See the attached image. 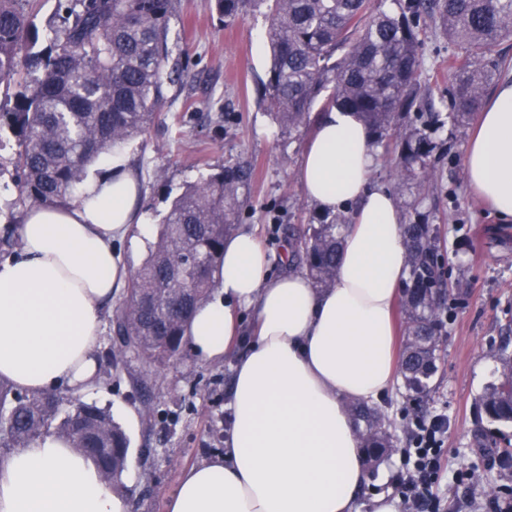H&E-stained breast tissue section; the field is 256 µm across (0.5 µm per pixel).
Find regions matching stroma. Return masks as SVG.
<instances>
[{
  "label": "stroma",
  "mask_w": 512,
  "mask_h": 512,
  "mask_svg": "<svg viewBox=\"0 0 512 512\" xmlns=\"http://www.w3.org/2000/svg\"><path fill=\"white\" fill-rule=\"evenodd\" d=\"M178 3L165 63L178 77L166 85L164 107L149 133L123 150L142 185L139 206L151 235L125 242L121 249L131 268H139L184 187L241 159L253 166L254 180L239 224L256 232L270 260V274H278L286 244L282 225L303 227L318 214L297 178L313 131L282 134L261 101L270 54L256 39L268 26L265 9L224 23L206 0ZM421 27L420 101L444 115L452 106L448 60L460 48L435 31L430 19H423ZM474 125L470 119L459 128L432 132L435 149L429 163L438 179L419 207H412L411 192L395 178L389 156L378 155L371 173L372 184L386 186L396 197L405 222L437 226L451 288L444 314L445 358L432 391L417 408L398 384L384 403L403 448L409 445L414 413L425 418L447 415L448 453L435 489L440 512H490L493 492L512 489V479L502 476L498 460L475 445L476 400L498 366L503 328L512 324V223H501L461 176ZM15 150L12 135L0 134V238L23 211L13 182ZM234 363L231 355L203 363L188 349L160 368L136 360L99 362L98 387L85 399L107 407L130 437L129 468L118 488L128 512H168V497L183 470L223 452L233 421ZM146 391L154 409L149 422L141 415ZM460 469L477 472V480L454 483L451 475Z\"/></svg>",
  "instance_id": "35a3bbf8"
}]
</instances>
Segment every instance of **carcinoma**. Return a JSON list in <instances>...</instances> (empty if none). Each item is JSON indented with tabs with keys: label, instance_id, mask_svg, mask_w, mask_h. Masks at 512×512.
I'll return each instance as SVG.
<instances>
[{
	"label": "carcinoma",
	"instance_id": "cac0c4a2",
	"mask_svg": "<svg viewBox=\"0 0 512 512\" xmlns=\"http://www.w3.org/2000/svg\"><path fill=\"white\" fill-rule=\"evenodd\" d=\"M35 0H0V81L15 82L12 111L0 112L15 136L18 200L69 204L101 156L145 136L164 102L163 62L178 0H58L62 25L42 49ZM260 0H209L230 22ZM267 0L271 50L261 99L283 133L307 127L322 94L325 106L357 114L374 143L389 146L394 174L421 203L436 180L426 164L432 142L425 128L399 125L415 103L421 70L419 19L432 18L462 53L448 60L458 74L448 123L460 126L480 101L495 63L491 48L512 36V0ZM40 75L18 80L21 68ZM252 177L240 162L187 187L173 202L157 241L135 272L111 319L119 340L106 356L161 366L180 353L198 303L216 287L224 238L235 229ZM344 223L309 224L289 239L291 261L320 288L333 286ZM408 278L401 310L406 341L401 360L406 396L426 397L442 357L448 289L434 224L403 226ZM512 338L504 337L495 378L477 399L487 427L478 448L512 473ZM350 410L369 471L399 451L386 414L364 403ZM54 431L91 456L103 481L119 483L130 441L107 408L55 394L29 396L0 382V446L24 448Z\"/></svg>",
	"mask_w": 512,
	"mask_h": 512
}]
</instances>
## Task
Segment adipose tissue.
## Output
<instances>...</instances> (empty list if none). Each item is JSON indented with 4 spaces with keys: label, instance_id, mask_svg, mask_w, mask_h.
I'll list each match as a JSON object with an SVG mask.
<instances>
[{
    "label": "adipose tissue",
    "instance_id": "adipose-tissue-1",
    "mask_svg": "<svg viewBox=\"0 0 512 512\" xmlns=\"http://www.w3.org/2000/svg\"><path fill=\"white\" fill-rule=\"evenodd\" d=\"M376 148L353 113L318 123L298 172L320 211L350 212L336 283L273 277L254 231L224 240L217 289L186 325L191 351L217 361L233 348L241 311L256 329L233 368V428L224 453L187 469L168 512H397L367 484L350 402L377 403L398 378L393 305L407 278L403 214L370 184ZM469 187L512 221V80L496 88L468 143ZM125 161L88 178L70 205L20 219V253L0 261V381L27 394L95 388L102 307L131 270L118 245L142 229ZM0 512H127L96 462L54 433L0 458Z\"/></svg>",
    "mask_w": 512,
    "mask_h": 512
}]
</instances>
